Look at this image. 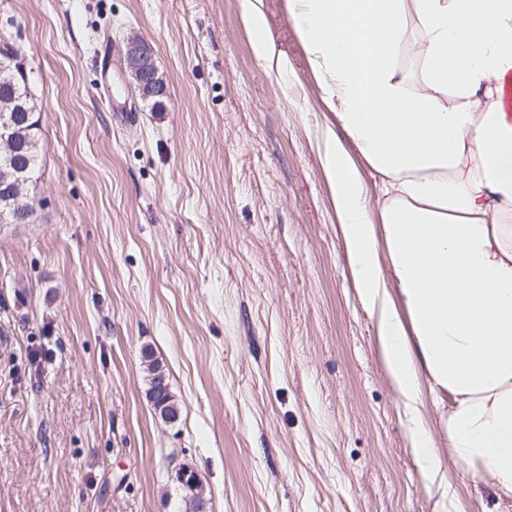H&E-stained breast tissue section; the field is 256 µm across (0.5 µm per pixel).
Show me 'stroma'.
I'll return each mask as SVG.
<instances>
[{"label":"stroma","instance_id":"1","mask_svg":"<svg viewBox=\"0 0 512 512\" xmlns=\"http://www.w3.org/2000/svg\"><path fill=\"white\" fill-rule=\"evenodd\" d=\"M266 71L243 0H0L40 116L26 194L0 224V512H497L452 463L420 471L350 278L314 134L326 119L287 0ZM149 44L163 110L118 64ZM181 408L149 398L143 349ZM171 476L185 487L195 512H209V500L197 473H192L183 464H178L171 470Z\"/></svg>","mask_w":512,"mask_h":512}]
</instances>
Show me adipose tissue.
Masks as SVG:
<instances>
[{"label": "adipose tissue", "mask_w": 512, "mask_h": 512, "mask_svg": "<svg viewBox=\"0 0 512 512\" xmlns=\"http://www.w3.org/2000/svg\"><path fill=\"white\" fill-rule=\"evenodd\" d=\"M243 23L287 60L262 0ZM320 99L316 132L354 285L423 473L451 456L512 510V0H288Z\"/></svg>", "instance_id": "adipose-tissue-1"}]
</instances>
